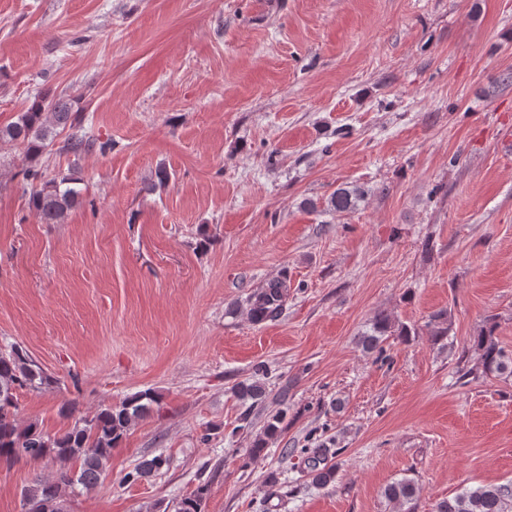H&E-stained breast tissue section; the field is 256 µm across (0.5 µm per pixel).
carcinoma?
Returning <instances> with one entry per match:
<instances>
[{"instance_id": "1", "label": "carcinoma", "mask_w": 512, "mask_h": 512, "mask_svg": "<svg viewBox=\"0 0 512 512\" xmlns=\"http://www.w3.org/2000/svg\"><path fill=\"white\" fill-rule=\"evenodd\" d=\"M69 127L60 151L74 159L93 147L86 137L71 104L62 99H48L44 95L34 100L30 107L17 119L0 126V141L14 142L24 146L25 156L33 161L41 156L53 143L58 129ZM26 179L31 182L29 205L44 224H61L68 212L79 203V192L71 187L69 177H48L46 170L29 167ZM365 190L361 187H339L329 199V207L336 212L355 209L364 200ZM288 299V283L272 280L251 293L247 299L250 319L259 325L277 319L283 312ZM427 335L436 343L448 336V313L434 314L426 325ZM407 336L409 330L397 328L390 317L379 315L372 327L362 337L363 348L382 349V343L393 335ZM480 351L481 370H470L463 376L473 378L512 377V358L500 345L496 336V324L489 321L474 338ZM44 371L17 346L0 350V463L14 464L21 460L38 461L52 459L61 463L49 480H38L23 489L22 501L25 512H64V505L71 495L94 487L109 467L112 449L122 441L129 427L142 418L156 402L151 391H142L119 405H108L93 417L78 419L60 434L49 435L33 424L21 426L17 393L22 390H36L47 384ZM235 397L248 408L262 404L267 388L261 382L242 381L233 389ZM284 417L281 413L272 415L264 425L263 437L248 450L247 458L260 455L265 449V439L281 431ZM307 462L313 482L325 487L335 480L336 471L326 466L328 449L325 447L307 449ZM73 459L80 461L79 469L67 466ZM167 465V459L156 455L138 463L126 473L124 482L134 483L159 472ZM416 488L412 480L401 479L389 484L385 496L396 503H410L414 500ZM205 489L200 487L193 494L182 499L176 512H202ZM434 512H512V483L467 487L455 496L435 505Z\"/></svg>"}]
</instances>
